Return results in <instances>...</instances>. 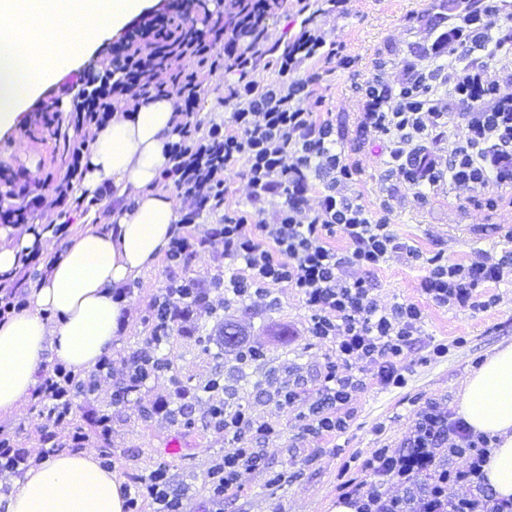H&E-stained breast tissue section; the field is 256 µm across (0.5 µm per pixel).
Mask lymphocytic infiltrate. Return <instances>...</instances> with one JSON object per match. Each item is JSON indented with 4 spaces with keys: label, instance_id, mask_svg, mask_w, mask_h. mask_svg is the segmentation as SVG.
I'll return each mask as SVG.
<instances>
[{
    "label": "lymphocytic infiltrate",
    "instance_id": "obj_1",
    "mask_svg": "<svg viewBox=\"0 0 512 512\" xmlns=\"http://www.w3.org/2000/svg\"><path fill=\"white\" fill-rule=\"evenodd\" d=\"M297 31L271 40V19L286 17L284 0H225L213 14L206 0H164L160 9L126 29L100 69L76 72L59 100L43 104L36 116L43 128L63 132L62 176L32 178L26 168L0 170V224L42 221L54 236L66 237L90 200L74 189L87 171L95 130L130 103L166 98L174 103L176 125L166 145L168 164L159 181L179 202V219L165 252L171 275L148 303L139 348L116 360L104 352L93 367L75 371L59 360L42 365L30 402L39 422V451L22 446L18 432L0 429V492L7 478H20L46 457L67 449L99 446V464L112 469V412L140 399L148 385L172 369L161 356L173 337L199 340L200 321L223 323L234 305L261 306L270 284L297 291L308 310L306 334L333 346L316 387L300 380L277 387V405L296 403L297 439L326 441L346 432L351 406L369 386L404 388L405 358L423 334L425 315L415 302L382 305L360 271H371L399 255L422 268V295L441 308L485 312L500 298L491 289L512 282V246L498 255L452 262L403 241L391 224L392 206L365 205L353 186L359 169L335 135L319 88L330 69L359 67L332 40L324 18H341L350 0H298ZM512 0H477L446 25L435 27L425 53L427 64L406 62L390 80L384 60L371 62L370 74L354 91L364 106L361 125L374 131L387 154V181L407 187L416 202L441 185L457 197L494 183L512 185V29L500 20ZM193 68H185V58ZM275 78L260 81L259 69ZM224 80L228 121L201 124L195 112L212 77ZM462 137L444 147L449 124ZM241 176L249 188L245 205L226 203L229 184ZM216 215V224L203 217ZM346 248H336L335 237ZM210 252L222 269L201 277L187 274L191 259ZM40 249L22 255L18 271L0 276V322L29 305L24 286L29 270L50 267ZM111 381L107 406L97 403L104 381ZM212 433L232 448L210 467L204 501L224 512L238 497L243 472L265 474L278 485L264 449L282 430L247 404H230L220 379L203 388L174 384L150 401L147 417L192 424L200 397ZM84 423H76L80 404ZM495 445L477 433L447 403L427 398L414 412L400 446H381L359 465V475L340 486L339 501L354 512H512V497L500 498L484 476ZM456 458L465 467L453 466ZM125 512H187L188 490L174 486L165 465L149 473L125 470Z\"/></svg>",
    "mask_w": 512,
    "mask_h": 512
}]
</instances>
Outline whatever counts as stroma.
Wrapping results in <instances>:
<instances>
[{
  "instance_id": "stroma-1",
  "label": "stroma",
  "mask_w": 512,
  "mask_h": 512,
  "mask_svg": "<svg viewBox=\"0 0 512 512\" xmlns=\"http://www.w3.org/2000/svg\"><path fill=\"white\" fill-rule=\"evenodd\" d=\"M457 7L456 0H352L345 18L327 19L330 36L364 62L363 69L354 73L331 72L319 90L323 109L332 113L344 144H351L357 134L362 106L351 86L367 78V62L379 57L395 64L419 53L429 39L426 16L449 13ZM29 115V110H21L14 126L0 131V167L32 166L41 179L50 173H62V142L29 131ZM355 159L362 172L354 191L366 204L378 205L386 189L384 157L378 142L366 138ZM393 195L395 231L423 251H440L449 260L464 262L473 259L477 251L495 254L507 246L499 228L512 227V188L491 183L463 200L447 185L420 205L413 204L405 188L394 190ZM168 275L165 262L160 260L134 281V293L128 302L131 323L125 336L113 342V358L127 355L141 341L145 329L140 318L148 301L166 286ZM421 276V269L400 257L366 275L382 304L413 301L425 309L424 335L406 357L411 367L407 387L386 392L368 389L358 394L352 402L355 419L336 440L297 441L288 435L271 439L266 447L268 460L273 468L286 470L287 479L270 489L261 474L242 473V495L236 502L225 504L224 512H334L344 462L352 454L366 456L385 444L398 446L412 412L410 397L419 393L439 397L447 400L449 407H456L463 382L477 362L512 344V284L497 287L501 298L497 307L473 314L426 302L419 290ZM271 295L272 305L236 306L224 314L225 323L236 325L244 336L268 349L269 360L264 366L240 375L232 370L231 354L221 355L215 346L176 338L161 348L173 363L170 376L150 383L141 401L130 402L113 414L112 443L122 460H133L146 472L157 464H166L175 483L192 487L189 512H205V476L231 444L199 424L186 430L147 418L141 408L170 391L173 382L201 386L220 375L225 385L250 403L258 415L284 427L294 424L295 410L266 405L265 391L298 376L316 385L330 348L305 336L308 312L301 296L282 285L272 286ZM458 336L466 337L465 345L450 349L447 358L420 364L428 341H450Z\"/></svg>"
}]
</instances>
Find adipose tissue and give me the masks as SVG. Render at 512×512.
Wrapping results in <instances>:
<instances>
[{
    "label": "adipose tissue",
    "mask_w": 512,
    "mask_h": 512,
    "mask_svg": "<svg viewBox=\"0 0 512 512\" xmlns=\"http://www.w3.org/2000/svg\"><path fill=\"white\" fill-rule=\"evenodd\" d=\"M144 0H0V129L46 81L70 69L102 37L138 14ZM173 103L158 99L114 113L97 131L80 191L101 186L121 200L112 225L68 238L50 273L37 279L24 312L0 323V414L23 405L45 351L74 370L93 366L119 333L115 288L138 279L167 249L178 213L157 181L168 158ZM458 413L475 432L497 436L485 475L512 496V345L467 375ZM6 512H124L122 482L95 453L54 455L30 469Z\"/></svg>",
    "instance_id": "adipose-tissue-1"
}]
</instances>
